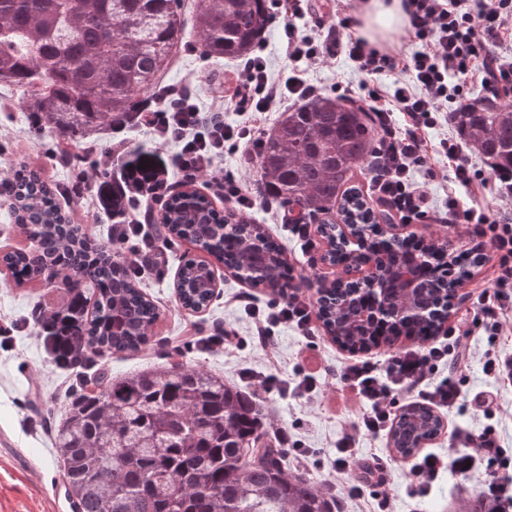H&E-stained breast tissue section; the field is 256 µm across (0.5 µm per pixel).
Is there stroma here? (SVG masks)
<instances>
[{"mask_svg":"<svg viewBox=\"0 0 512 512\" xmlns=\"http://www.w3.org/2000/svg\"><path fill=\"white\" fill-rule=\"evenodd\" d=\"M268 6L270 20L255 52L265 59L268 74L276 81L283 77L288 64L284 35L288 18L279 0H268ZM241 66L238 60L204 56L193 30L189 29L160 82L165 89L183 84L194 86L200 107L207 110L211 107L214 86L222 84ZM24 106L23 88L0 83V170L23 160L41 170L48 183L75 187L82 181L93 182L97 163L106 156L108 147L124 142L131 148L138 145L152 148L163 162L168 188L174 192L180 190L184 172L178 162V143L156 144L150 131L141 126L117 130L110 136L94 135L73 145V153L85 160L84 165L73 168L56 158L54 134L34 135V119L28 116ZM451 169L448 158L433 155L416 173L417 180L425 184L440 210L445 209L452 192L460 203L470 202L464 189L454 188ZM61 205L70 211L88 238L108 240L113 223L102 209L97 192H85L75 204L62 199ZM280 208L279 201L274 199L269 206L247 211L244 219L264 225L266 232L282 244L297 284L310 297H317L319 289L330 285L337 276L336 268L321 261L325 240L316 237L312 249L301 251L290 233L273 219L274 212ZM163 250L164 264L146 269L137 278L140 288L154 300L159 311L148 347L134 356H96L88 366L75 370L52 363L36 323L40 310L62 304L64 289L42 281L16 285L10 271L0 267V512H75L53 436L66 408L80 395L83 379L102 374L121 377L171 361L201 367L235 384L240 383L241 373L247 367L276 373L288 381L303 371L316 373L322 392L314 400L282 398L267 392L262 398L275 431H287L295 445L287 453L290 467L303 469L332 494L338 512H356L357 503L346 496L348 479L336 474L331 455L333 442L350 433L360 412L340 379L350 352L332 342L318 320L313 323L311 336L300 335L288 327L277 331L269 349L254 347L248 338L249 318L235 299L248 291L257 304L264 306L276 301V294L264 288H250L219 264L215 273L220 286L212 303L201 311L186 309L175 293L176 273L185 258L203 261L207 255L183 239L164 244ZM481 250L485 260L474 268L471 280L454 300L448 319L449 327L470 330L474 357L461 377V400L457 408L443 414L441 432L425 449L447 451L457 430H480L486 419L474 408L471 399L477 392L491 391L499 399L493 422L508 458L512 459V382L485 375L481 369V359L488 348L512 354V326L492 342L483 328L472 324L485 289L497 275L490 247ZM224 327L234 328L238 333L231 345L208 351L198 344V337ZM358 455L364 461L376 456L391 459L388 483L382 490L392 497L396 512H450L458 500H473L483 495L482 473L460 475L451 471L428 496L412 506L406 500V475L412 462L395 456L388 434L361 438Z\"/></svg>","mask_w":512,"mask_h":512,"instance_id":"stroma-1","label":"stroma"}]
</instances>
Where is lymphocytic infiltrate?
I'll use <instances>...</instances> for the list:
<instances>
[{
	"instance_id": "1",
	"label": "lymphocytic infiltrate",
	"mask_w": 512,
	"mask_h": 512,
	"mask_svg": "<svg viewBox=\"0 0 512 512\" xmlns=\"http://www.w3.org/2000/svg\"><path fill=\"white\" fill-rule=\"evenodd\" d=\"M402 5L410 37L422 45L410 54L398 46L380 49L364 39L343 36V29L351 24L347 18L330 24L326 36L320 38L299 33L292 25L286 37L290 62L312 66L342 53L355 64L358 79L345 87L341 98L367 112L381 132L373 154L370 191L389 220L415 224L431 213L424 185L413 179L414 170L426 164L430 154L452 161L453 182L472 196H484L489 189V178L463 156L460 140L446 136L432 146L425 132L437 125L441 112L465 101L473 84L493 90L504 101L512 100V55L493 49L494 44L512 36V0H402ZM396 70L403 78L393 92L373 85V76ZM316 93L314 85L296 76L277 84L269 82L262 58L254 56L238 71L234 84L215 95L212 112L199 110L189 87H173L166 91L170 105L144 112L142 122L156 141L178 142L181 168L210 176L225 202L240 213L252 209L255 201L242 184L217 174L214 160L224 150L242 145L259 152L262 138L253 128L225 123V106L262 113L276 104L308 100ZM398 113L404 119L400 127L394 120ZM443 220L464 226L467 235L489 239L492 245L497 276L475 317L492 335H500L512 323V224L501 222L485 208L461 206L453 196ZM245 309L260 346H268L274 327L279 325H294L305 335L312 332L315 306L301 291L290 293L272 307L249 302ZM471 360L468 332L452 328L444 340L391 354L382 363L347 364L344 383L363 411L353 433L336 442L337 473L355 474L360 483L384 484L388 460L358 461L357 435H378L391 428L396 418L393 400L403 393L433 408L454 409L461 398L460 389L453 379L438 381L433 373L445 365L461 371ZM453 447L455 455L450 460L433 452L417 458L408 474L409 496H425L447 468L462 475L480 468L491 512H512V465L504 461L506 450L494 428L477 434L457 431Z\"/></svg>"
}]
</instances>
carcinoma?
<instances>
[{"label": "carcinoma", "mask_w": 512, "mask_h": 512, "mask_svg": "<svg viewBox=\"0 0 512 512\" xmlns=\"http://www.w3.org/2000/svg\"><path fill=\"white\" fill-rule=\"evenodd\" d=\"M267 0H201L194 32L202 54L240 58L261 38ZM184 34L181 0H0V82L26 92L25 110L39 130L61 144L103 127L140 122L146 93L157 86ZM465 141L496 175L512 179V105L479 96L451 113ZM374 130L363 112L326 97L291 107L263 137L257 183L288 205L298 219L328 213L342 197L339 216L355 226L365 249L383 248L380 279L386 300L402 304L397 264L413 255L407 241L379 239L359 191L340 192L355 165L372 156ZM155 154L136 148L96 178L108 190L112 220L123 223L134 203L130 184L158 181ZM59 189L19 161L0 177L5 215L24 227L29 251L7 252L0 263L15 282L38 281L53 267L69 294L61 307L38 319L45 349L61 367L84 366L90 356L136 353L149 342L158 308L136 277L94 242L62 210ZM162 224L170 238L188 240L248 279L257 263L250 241L262 240L268 266L256 277L280 288L288 263L260 225L224 230V216L197 191L167 196ZM212 270L193 258L181 264L175 288L183 307L201 310L215 296ZM367 290L331 287L318 315L331 338L353 351L389 342L371 324L356 326L355 311L369 309ZM454 297V281L423 274L414 303L425 319L406 326L427 340L435 314ZM94 309L88 317V309ZM440 430L426 406L404 408L390 431L399 454H413ZM55 447L77 512H333V497L298 468L271 437L261 400L238 385L180 364L104 379L82 394L60 424Z\"/></svg>", "instance_id": "carcinoma-1"}]
</instances>
